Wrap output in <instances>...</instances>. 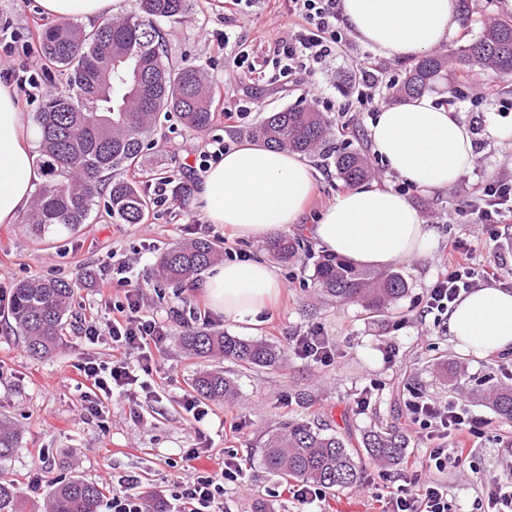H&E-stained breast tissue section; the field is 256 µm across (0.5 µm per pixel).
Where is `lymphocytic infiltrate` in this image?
<instances>
[{
    "instance_id": "lymphocytic-infiltrate-1",
    "label": "lymphocytic infiltrate",
    "mask_w": 512,
    "mask_h": 512,
    "mask_svg": "<svg viewBox=\"0 0 512 512\" xmlns=\"http://www.w3.org/2000/svg\"><path fill=\"white\" fill-rule=\"evenodd\" d=\"M288 15V35L276 41L274 82L297 83L300 75L313 73L332 60L339 44L345 42L347 27L341 0H284ZM474 224L492 226L512 221V178L491 179L479 189L468 211ZM472 248L457 237L449 238L448 252L440 261L435 281L422 296L424 314L441 326L448 310L464 294L472 290L495 286H512L504 274L502 255H495L481 268L471 264ZM116 281L124 298L114 304L107 318L92 317L79 328L88 343L108 341L112 344V361L104 364L95 356L84 355L74 363V380L80 391L81 405L88 422L104 425L109 401L128 395L131 386H138L146 398L157 392L152 384L154 353L171 339L168 322L150 315L144 309L143 286L127 277L128 267L119 264ZM413 424L419 426L432 448L426 449L422 461L404 459L405 469H421L422 477L411 484L385 491L376 483L364 482L362 488L381 506V512H452L448 502V486L444 481L449 470L465 464L477 440L496 439L497 434L487 420L473 415L458 396L438 403L420 393H412L405 404ZM183 458L188 462L202 459L218 460L216 470H195L190 478L175 477L170 499L160 500L149 508L141 480L135 476L108 479L103 483L109 499L110 512H224V488L237 483L247 470L245 460L235 453H219L211 441H202L187 449Z\"/></svg>"
}]
</instances>
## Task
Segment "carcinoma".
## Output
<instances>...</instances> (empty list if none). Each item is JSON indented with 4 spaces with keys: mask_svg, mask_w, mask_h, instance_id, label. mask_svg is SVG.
<instances>
[{
    "mask_svg": "<svg viewBox=\"0 0 512 512\" xmlns=\"http://www.w3.org/2000/svg\"><path fill=\"white\" fill-rule=\"evenodd\" d=\"M461 28L481 25L479 35L452 53L434 51L405 64L401 80L391 85L398 100L436 89L448 80V64L471 78L492 73L512 77V19L488 22L475 16L473 0H453ZM187 0H138L137 10L119 19L107 18L90 33L75 25L56 24L41 33L46 66L66 75L65 86L35 114L40 133L39 166L44 181L24 219L35 236L51 227L68 231L88 223L91 211L103 205L119 224H138L149 212L150 200L138 182L125 172L139 163L150 147L158 113L172 112L192 130L205 131L216 108L202 69L194 64L173 67L166 61L159 22H180ZM331 120L312 106L286 107L269 113L252 135L274 148L313 153L326 145ZM338 178L347 188L372 177L367 157L357 151L331 154ZM287 262L305 248L298 237L282 235L268 245ZM221 257L205 238L192 239L165 251L155 277L168 284H186ZM315 287L327 298L355 302L370 314L384 313L404 296L408 285L395 269L369 270L329 256L315 264ZM76 283L65 279H33L14 289L11 308L16 331L35 359H51L63 345L65 316ZM180 341L198 358L219 355L245 368H274L285 353L262 339H242L205 328L183 326ZM448 385L465 389L463 368L446 367ZM193 390L212 401L236 396L231 381L218 371H201ZM481 399L501 418L512 421V386L493 384ZM15 429L0 423V463L12 458L18 446ZM363 449L347 446L338 434H326L308 422L285 423L264 444L263 464L272 473L328 489L358 482L364 460L398 463L404 457V436L372 430ZM103 493L98 485L75 478L54 483L45 496V512H100ZM22 498L13 480L0 471V512H21Z\"/></svg>",
    "mask_w": 512,
    "mask_h": 512,
    "instance_id": "cac0c4a2",
    "label": "carcinoma"
}]
</instances>
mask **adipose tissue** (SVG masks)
Listing matches in <instances>:
<instances>
[{"mask_svg":"<svg viewBox=\"0 0 512 512\" xmlns=\"http://www.w3.org/2000/svg\"><path fill=\"white\" fill-rule=\"evenodd\" d=\"M38 2L49 19L90 22L111 14L113 0ZM342 8L356 40L386 59L449 45L459 28L452 0H343ZM368 134L388 172L426 193L448 189L477 156L469 126L427 96L382 108ZM37 136L16 89L0 81V224L17 223L41 180L33 153ZM314 189L306 156L245 142L201 175L197 200L210 223L258 239L299 223ZM309 232L323 251L373 268L424 258L434 244L432 229L405 194L368 185L340 194ZM205 289L215 310L243 320L275 303L283 284L267 261L254 258L213 266ZM448 332L466 353H512V292L485 287L466 294L448 313Z\"/></svg>","mask_w":512,"mask_h":512,"instance_id":"ef3b65f1","label":"adipose tissue"}]
</instances>
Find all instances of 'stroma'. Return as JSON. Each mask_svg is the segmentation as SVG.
<instances>
[{"instance_id": "1", "label": "stroma", "mask_w": 512, "mask_h": 512, "mask_svg": "<svg viewBox=\"0 0 512 512\" xmlns=\"http://www.w3.org/2000/svg\"><path fill=\"white\" fill-rule=\"evenodd\" d=\"M287 22L285 9L273 5L263 7L258 14L228 20L217 0H189L185 22L165 21L161 28L169 61L199 66L217 108L258 99L261 108L252 115L257 122L274 110L304 104L313 84L324 88L335 106H350L361 80L359 61L367 51L357 42L339 48L335 61L317 70L308 83L288 88L258 79L231 80L225 59L236 53L237 39L245 38L255 62H262L268 44L281 36ZM49 24L37 0H0V28L13 33L11 52L16 63L29 67L40 82L58 89L65 83L64 75L49 71L36 52L39 35ZM454 89L462 92L458 112L473 123L478 136V157L473 168L448 190L433 194L409 190V198L434 231L435 247L426 259L400 264L408 290L396 303L394 313L373 316L358 304L323 299L312 281L314 266L323 256L315 247L288 262L270 258L284 285L274 308L252 321L233 320L217 311L210 314V330L267 340L285 351L289 336L320 329L336 351L334 362L327 367L286 352L277 368L245 369L221 358L191 357L175 338L156 358L153 377L160 387L161 401L112 400L108 405L110 425L105 430L87 423L69 380L71 365L83 348H90L99 361L112 359L111 344L86 346L73 327L91 313L102 318L109 314L99 305L95 280L111 278L114 268L125 261L132 267V277L150 283L159 253L195 238L191 223L203 217L194 192L200 180L199 172L192 169L196 149L214 138L229 145L250 140L249 128L219 117L206 131L195 132L175 116L160 119L153 145L131 176L146 188L162 173L174 182L190 185L191 190L178 197L170 210L150 208L142 223H115L100 207L73 233L58 229L38 238L26 224H0V266L9 271L8 278L0 281L5 293H12L19 281L33 277H55L77 284L70 325L64 331L66 352L52 361L29 355L10 309L0 308V421L11 422L20 434L19 447L5 467L28 501L43 500L42 491L31 486L37 472L47 483L73 477L96 483L105 476L135 474L144 491L154 498L170 497L169 476L183 471V449L198 447L201 438L207 436L215 446L238 452L250 461L241 482L227 485L224 512H296L284 479L269 473L261 463L267 435L282 420L314 423L343 436L354 448L361 447L365 432L393 429L405 437L407 454L418 457L426 442L414 433L404 402L413 389L434 401H447L449 390L439 377L440 361L461 363L468 388L502 382L500 357L464 353L445 332H419L420 300L438 273V261L448 249L449 237L475 242L474 260L478 263L492 259L500 243L512 241V223L481 231L459 213L467 197L484 181L500 176L505 160L512 159L511 137L484 136L491 124L512 128V92L489 100L480 97L478 84L460 85L451 80L432 91L431 97L436 104H443ZM312 162L318 172L316 186L304 225L293 228L297 234L303 233L305 224L314 223L343 191L333 165L318 156ZM204 296L205 279L200 276L180 288L150 284L144 291V302L149 312L163 318L169 308L193 304ZM202 369L223 371L234 383V406L241 414V429H222L224 407L220 404H211L209 415L199 422L185 412L182 397L191 394L192 380ZM364 391L370 394L371 404L360 412L353 399ZM504 466L505 450L500 444L479 442L466 462L467 475L452 471L447 476L448 499L455 512H473L480 495L479 482L498 477Z\"/></svg>"}]
</instances>
